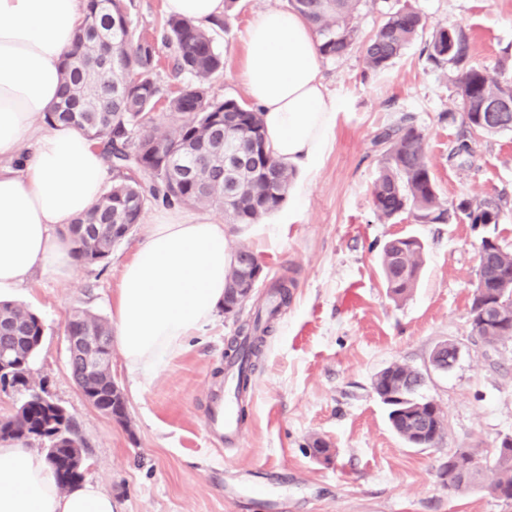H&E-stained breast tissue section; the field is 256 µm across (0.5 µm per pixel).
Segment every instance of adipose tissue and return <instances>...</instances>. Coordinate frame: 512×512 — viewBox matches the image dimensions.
<instances>
[{"label": "adipose tissue", "instance_id": "obj_1", "mask_svg": "<svg viewBox=\"0 0 512 512\" xmlns=\"http://www.w3.org/2000/svg\"><path fill=\"white\" fill-rule=\"evenodd\" d=\"M84 18L82 0H0V297L37 272L74 274L68 227L101 196L107 166L77 128L46 123L58 100L63 56ZM309 23L269 10L250 25L243 78L263 112L266 144L290 167L327 149L336 101L320 75ZM232 255L222 224L159 214L121 272L114 338L130 371L149 375L224 305ZM0 512H115L112 497L85 482L61 490L45 457L0 443Z\"/></svg>", "mask_w": 512, "mask_h": 512}]
</instances>
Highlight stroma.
Instances as JSON below:
<instances>
[{"mask_svg": "<svg viewBox=\"0 0 512 512\" xmlns=\"http://www.w3.org/2000/svg\"><path fill=\"white\" fill-rule=\"evenodd\" d=\"M132 25L157 40L158 81L168 93L171 47L160 41L164 0H126ZM410 5L427 19L389 69H368L361 49L321 58V75L337 103L330 145L314 165L295 170L282 207L247 227L226 224L219 208L206 216L225 223L230 249L249 246L265 280L238 316L216 312L204 330L150 376L127 369L113 351L112 378L127 407L126 424L92 406L68 365L66 328L74 310L111 317L123 263L132 258L160 213L145 209L140 224L112 249L106 263L79 266L67 279L34 276L16 298L44 325L31 376L73 419L84 443V477L111 494L116 512H512V503L475 487L452 495L442 475L449 451L494 447L512 434V341L488 348L470 335L469 310L478 247L492 238L512 251V131L464 140L456 67L436 66L426 44L439 26L461 29L468 62L512 79V0H362L354 23L368 38L390 12ZM289 0H231L216 41L223 69L212 96L249 103L241 74L244 35L270 9ZM410 118L424 136L441 201L498 200V223L472 224L462 214L444 224H417L409 214L384 219L371 196L382 162L374 138ZM413 235L425 247L416 288L394 301L379 255L390 239ZM294 282L265 337L250 376L242 438L232 450L208 436L204 410L223 382L224 355L267 296L268 281ZM453 342L460 358L434 370L436 346ZM421 371V393L443 410L446 430L431 447L406 444L391 429L374 375L392 363ZM330 455L315 457L313 440Z\"/></svg>", "mask_w": 512, "mask_h": 512, "instance_id": "obj_1", "label": "stroma"}]
</instances>
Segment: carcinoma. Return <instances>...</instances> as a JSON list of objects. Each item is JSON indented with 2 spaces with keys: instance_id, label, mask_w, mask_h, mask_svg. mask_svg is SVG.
<instances>
[{
  "instance_id": "cac0c4a2",
  "label": "carcinoma",
  "mask_w": 512,
  "mask_h": 512,
  "mask_svg": "<svg viewBox=\"0 0 512 512\" xmlns=\"http://www.w3.org/2000/svg\"><path fill=\"white\" fill-rule=\"evenodd\" d=\"M293 11L310 24L324 57H340L350 52L359 35L353 25L361 0H289ZM425 19L413 7L388 14L376 31L362 42L368 69H387L405 47L425 29ZM162 41L174 46L171 72L176 78L189 77L182 85L187 93L168 97L167 107L186 121L172 130L154 125L151 114L163 98L155 77L157 47L131 27L123 0H86L85 16L74 45L62 65L60 100L47 113L49 123L74 125L98 144L112 171V186L90 210L70 225L68 232L77 260L84 265L106 262L112 249L126 237L131 225L141 221L149 205H194L221 207L212 188L224 184V147L242 141L250 132L263 130L262 112L237 100H219L209 94V82L223 68V58L214 34L193 20L172 16L163 25ZM428 59L437 66L451 64L459 70L457 95L463 121L475 137L512 129V112H505L494 123L480 124L477 116L486 102L507 99L512 102V81L502 80L489 69L466 63L467 41L460 29L438 27L427 44ZM233 112L237 121L224 128V113ZM374 143L383 149L384 162L373 184L372 201L377 214L390 219L410 214L417 224H445L450 212H461L472 224H496L500 205L485 199H463L447 206L440 201L427 163L423 136L413 125L402 123L377 134ZM293 170L269 157L268 171L243 180L233 207L225 213L232 224H257L280 208L286 199ZM423 243L415 236L388 241L380 256L384 281L389 293L403 298L416 288L423 266ZM482 275L492 290L505 292L508 303L496 311L505 327L487 332L477 302H471L472 329L476 340L486 346L512 339V251L497 246L485 253ZM290 280L281 276L270 284L274 305L268 316L257 310L249 335L248 350L234 351L229 363L241 368L254 367L271 321L290 301ZM74 334L90 331L112 346L109 322L86 309H78L68 322ZM44 335L40 317L20 305L0 301V351L9 349L25 365L11 376L10 388L20 395L17 412L0 419V441L25 442L37 429L53 423L58 431L68 428L69 415L56 413L36 402L37 391L45 390L29 377V366ZM76 381L97 398L99 406L119 423L126 421L125 400L115 393L112 380L102 372L84 373L79 359L69 361ZM423 383L416 369L392 363L373 379L377 392L402 390L403 400L390 405L392 429L406 443L431 447L435 427L425 433L410 432L407 425L427 414L429 400L418 396ZM46 443L47 461L57 484L67 489L83 475L72 466L69 442ZM448 492L458 494L476 486L494 497L512 501V453H496L491 464L464 475L448 464Z\"/></svg>"
}]
</instances>
